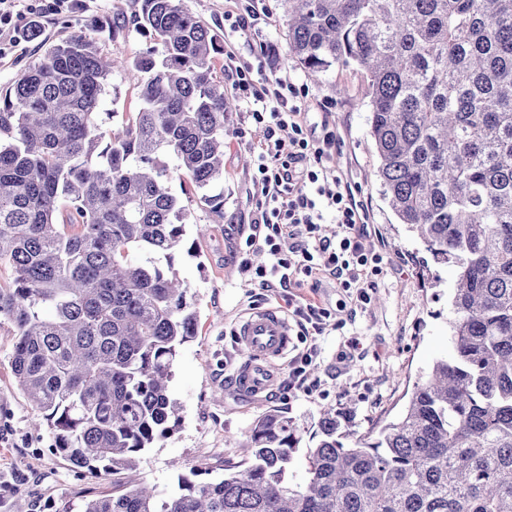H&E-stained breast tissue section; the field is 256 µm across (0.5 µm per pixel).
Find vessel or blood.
<instances>
[{"instance_id":"b4317fda","label":"vessel or blood","mask_w":512,"mask_h":512,"mask_svg":"<svg viewBox=\"0 0 512 512\" xmlns=\"http://www.w3.org/2000/svg\"><path fill=\"white\" fill-rule=\"evenodd\" d=\"M235 336L246 355L234 373L238 389L253 397L265 393L276 379V361L291 344L287 317L276 308L252 312L239 324Z\"/></svg>"}]
</instances>
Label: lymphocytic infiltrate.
Segmentation results:
<instances>
[{
  "instance_id": "obj_1",
  "label": "lymphocytic infiltrate",
  "mask_w": 512,
  "mask_h": 512,
  "mask_svg": "<svg viewBox=\"0 0 512 512\" xmlns=\"http://www.w3.org/2000/svg\"><path fill=\"white\" fill-rule=\"evenodd\" d=\"M233 71L236 89L253 98L249 119L263 130L255 175L258 202L248 243L272 258L271 264L258 267L242 259V271L262 288L289 280L301 288L307 277L329 274L341 288L356 289L359 302L368 303L367 269L378 257L356 229L360 217L350 191L322 163L335 146L333 136L318 138L308 131L300 110L290 103L295 87L277 73L256 85L250 63L239 62ZM329 213L347 230L336 243L321 234Z\"/></svg>"
}]
</instances>
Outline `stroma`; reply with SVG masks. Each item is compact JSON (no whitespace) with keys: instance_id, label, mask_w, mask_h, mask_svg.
<instances>
[{"instance_id":"1","label":"stroma","mask_w":512,"mask_h":512,"mask_svg":"<svg viewBox=\"0 0 512 512\" xmlns=\"http://www.w3.org/2000/svg\"><path fill=\"white\" fill-rule=\"evenodd\" d=\"M196 17L211 28L226 49L253 65L254 80L269 67L259 55L261 45L276 46L274 67L298 92L294 103L306 114L307 125H328L338 140L327 159L336 176L356 187L357 201L366 213L369 242L379 254L377 274L371 275V301L358 305L355 291L339 288L321 275L316 289L302 296L325 309L321 335L294 336L287 357L277 363V384L269 395L251 398L233 381L242 354L234 331L249 312L268 307L287 310L288 290L276 285L260 288L242 273L241 255L253 264L267 256L249 250L251 217L257 196L253 185L254 157L263 139L261 128L247 117L249 99L225 78L224 89L233 101L224 115V180L211 194H223L224 214L216 216L201 191L183 194L186 207L185 242L196 243L197 256L180 252L174 269L188 286L187 303L197 318V331L179 349L169 393L179 406V421L139 459L133 470L116 476H93L70 466L50 448L48 428H34L32 406L20 389L11 360L15 329L0 323V512H78L91 499L122 490L124 484L171 488L179 473L198 468L203 478L220 479L225 463L245 459L239 444L252 423L277 410L297 425L302 437L288 476L295 483L306 478L309 438L325 409H336L355 436L377 434L402 414L413 385L433 363L451 350L450 326L455 275L448 266L432 264L417 234L399 223L377 177L378 157L370 134L368 77L359 66L332 65L311 71L288 55V27L281 0H262L266 17L255 29L240 34L224 24L237 13V0H184ZM138 0H85L73 13L44 17L39 38L27 39L0 57V95L4 94L43 51L44 42H61L81 34L97 42L106 55L134 56L149 41L133 24ZM125 29L113 36V20ZM138 108L136 80L122 72L112 75L104 106L107 127L122 126ZM318 355L310 371L312 391L288 396L292 358L307 347Z\"/></svg>"}]
</instances>
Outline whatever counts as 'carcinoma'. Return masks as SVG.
I'll return each instance as SVG.
<instances>
[{
  "label": "carcinoma",
  "mask_w": 512,
  "mask_h": 512,
  "mask_svg": "<svg viewBox=\"0 0 512 512\" xmlns=\"http://www.w3.org/2000/svg\"><path fill=\"white\" fill-rule=\"evenodd\" d=\"M288 53L368 75L378 177L400 222L456 271L452 353L373 440L325 413L307 479L297 427L254 422L244 467L177 490L135 485L81 512H512V0H283ZM154 46L133 56L139 108L101 106L115 60L77 34L47 46L0 97V320L12 368L72 467L117 475L177 416L168 383L195 334L172 271L184 207L173 178L224 180L217 35L182 0H141ZM172 156L175 167L161 159Z\"/></svg>",
  "instance_id": "1"
}]
</instances>
